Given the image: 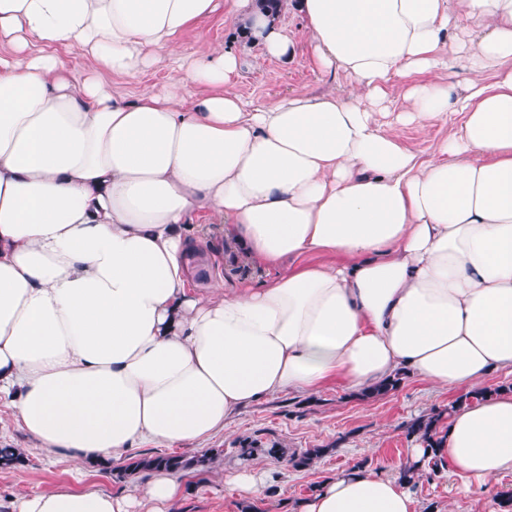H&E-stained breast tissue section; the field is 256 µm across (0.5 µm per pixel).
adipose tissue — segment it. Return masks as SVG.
Instances as JSON below:
<instances>
[{"label": "adipose tissue", "mask_w": 512, "mask_h": 512, "mask_svg": "<svg viewBox=\"0 0 512 512\" xmlns=\"http://www.w3.org/2000/svg\"><path fill=\"white\" fill-rule=\"evenodd\" d=\"M312 62L344 95L250 108L240 52L180 36L223 10L266 56L294 45L255 0H0V408L81 468L147 443H201L243 409L329 383L409 377L444 390L512 373V0H292ZM76 48L77 76L57 55ZM171 62L135 98L105 75ZM416 73L404 107L394 79ZM428 127L460 116L424 161L376 113ZM278 268L257 286L189 285L199 215ZM325 254L327 264H299ZM420 468L486 493L512 469V393L456 410ZM144 487L147 512L183 497ZM93 488L13 512H129ZM292 512H419L399 477L341 472Z\"/></svg>", "instance_id": "ef3b65f1"}]
</instances>
